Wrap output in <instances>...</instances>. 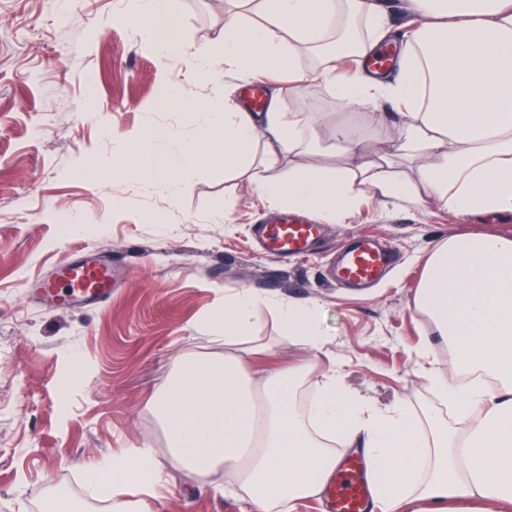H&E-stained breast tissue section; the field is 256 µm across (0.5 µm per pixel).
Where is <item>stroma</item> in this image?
I'll use <instances>...</instances> for the list:
<instances>
[{
  "instance_id": "obj_1",
  "label": "stroma",
  "mask_w": 512,
  "mask_h": 512,
  "mask_svg": "<svg viewBox=\"0 0 512 512\" xmlns=\"http://www.w3.org/2000/svg\"><path fill=\"white\" fill-rule=\"evenodd\" d=\"M140 0H0V512L65 496L76 512H102L87 475L112 454L145 445L166 453L150 400L184 354L223 351L207 317L224 292L244 286L260 296L324 303L328 338L299 401L337 368L346 388L385 408L402 398L434 400L419 374L432 325L414 302L424 263L448 237L511 231L512 215L463 216L430 197L400 203L364 196L332 224L312 257L274 262L257 251L251 227L265 208L237 173L213 165L181 173L183 190L168 205L163 190L144 192L112 175L124 134L166 127L190 137L177 89L206 98L246 79H225L223 61L209 76L159 58L134 24ZM173 28L189 50L224 36V0H182ZM283 112L295 113L299 139L326 117L394 137L389 105L358 114L333 89H296L277 78ZM83 220L80 232L65 226ZM386 244L395 265L367 291L332 282L328 262L350 236ZM110 258L119 271L101 306L44 309L27 296V278L77 250ZM252 334L274 362L307 353L288 341L276 314L262 311ZM152 512H252L224 492V474L179 472Z\"/></svg>"
}]
</instances>
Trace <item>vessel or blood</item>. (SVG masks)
I'll use <instances>...</instances> for the list:
<instances>
[{"instance_id":"vessel-or-blood-1","label":"vessel or blood","mask_w":512,"mask_h":512,"mask_svg":"<svg viewBox=\"0 0 512 512\" xmlns=\"http://www.w3.org/2000/svg\"><path fill=\"white\" fill-rule=\"evenodd\" d=\"M321 225L304 216L273 212L270 220L258 227L260 240L269 256L285 260L304 256L309 245L321 234ZM388 264L387 254L366 239L352 242L341 254L337 267L339 279L366 285L377 281ZM72 275L62 281L61 274L30 283L31 293L47 305L64 301L76 306L98 304L112 285V267L88 257L70 259L62 272ZM369 463L361 454L343 461L333 482L330 512H371L372 498L368 482Z\"/></svg>"}]
</instances>
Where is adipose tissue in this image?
Here are the masks:
<instances>
[{
    "label": "adipose tissue",
    "instance_id": "adipose-tissue-1",
    "mask_svg": "<svg viewBox=\"0 0 512 512\" xmlns=\"http://www.w3.org/2000/svg\"><path fill=\"white\" fill-rule=\"evenodd\" d=\"M218 49L187 51L161 32L180 0H142L135 23L160 57H181L203 76L212 55L225 76L285 69L296 87L322 81L357 108L387 102L398 111L399 142L369 147L354 125L329 127L334 154L280 163L301 146L295 121L269 87L263 111L231 96L185 102L200 123L188 140L150 126L124 140L123 171L144 190L181 193V171L220 163L247 176L272 209L303 211L344 223L367 193L410 202L433 197L458 214L512 213V0H406L412 18L401 31L382 0H232ZM396 45L398 64L377 75L363 68L381 46ZM263 143L266 159L252 150ZM415 302L433 331L455 351V372L425 370L430 388L456 412L408 400L379 408L349 392L340 371L325 374L306 409L298 380L313 368L326 338L323 305L283 302L234 288L208 321L223 352L182 356L154 401L167 440V461L154 448L114 454L91 482L113 512H150L173 470L223 471L226 493L255 512H293L318 499L336 472L340 449L361 447L380 512H449L476 499L512 512V235L460 234L428 259ZM276 311L289 340L309 360L255 370L251 331L260 311Z\"/></svg>",
    "mask_w": 512,
    "mask_h": 512
}]
</instances>
